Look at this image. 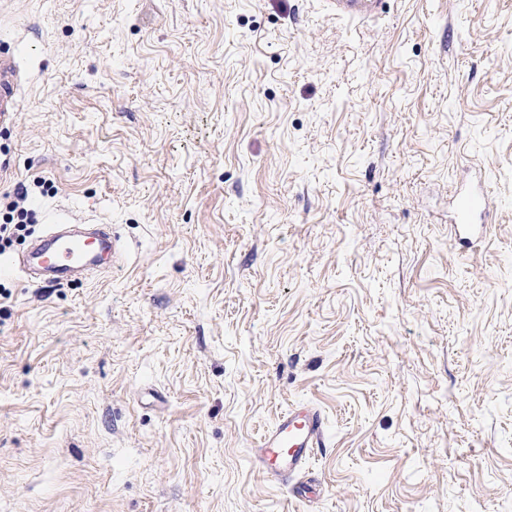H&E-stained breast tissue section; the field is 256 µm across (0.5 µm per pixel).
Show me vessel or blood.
<instances>
[{"instance_id": "obj_1", "label": "vessel or blood", "mask_w": 512, "mask_h": 512, "mask_svg": "<svg viewBox=\"0 0 512 512\" xmlns=\"http://www.w3.org/2000/svg\"><path fill=\"white\" fill-rule=\"evenodd\" d=\"M383 0H334L337 15L366 18L376 14ZM20 71L15 58L0 57V123L11 122L16 110ZM455 233L469 232L476 220L486 219L488 203L484 192L466 191L456 199ZM111 257L116 253L112 231L100 225L91 233L52 228L45 239L31 249L24 270L37 282L64 285L81 272L91 271L89 253ZM325 435L321 412L308 404H297L281 414L277 423L264 430L253 450L256 462L272 478L285 480L300 473L314 448Z\"/></svg>"}]
</instances>
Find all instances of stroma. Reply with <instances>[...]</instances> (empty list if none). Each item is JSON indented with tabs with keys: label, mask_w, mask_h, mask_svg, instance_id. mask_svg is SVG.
Instances as JSON below:
<instances>
[{
	"label": "stroma",
	"mask_w": 512,
	"mask_h": 512,
	"mask_svg": "<svg viewBox=\"0 0 512 512\" xmlns=\"http://www.w3.org/2000/svg\"><path fill=\"white\" fill-rule=\"evenodd\" d=\"M0 512H512V0H0ZM486 177L484 237L450 234ZM325 418L301 482L252 462ZM333 4L336 16L349 18H367L376 14L383 0H335ZM20 84L19 66L14 57H0V123H10L16 112ZM70 224L55 225L45 239L41 240L29 252L23 268L36 282L64 285L68 284L82 271L89 273L97 266L101 257L113 259L116 246L112 242V230L98 225L93 233L81 231H60ZM96 253L98 259L87 262L89 253ZM37 259V262H34ZM324 435L321 412L309 404H296L259 435L257 448H253L255 460L267 476L287 480L303 470Z\"/></svg>",
	"instance_id": "stroma-1"
}]
</instances>
